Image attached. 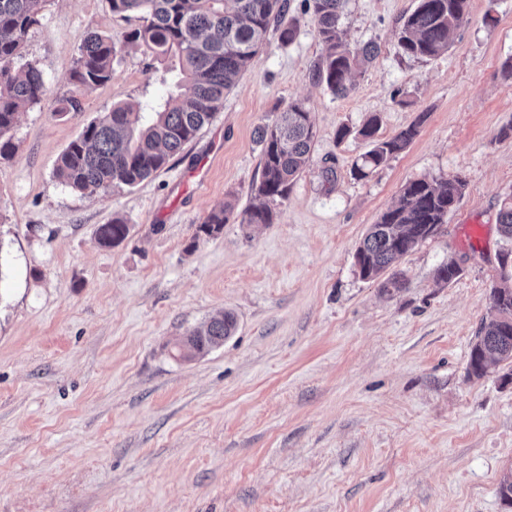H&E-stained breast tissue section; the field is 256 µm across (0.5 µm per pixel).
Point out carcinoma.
<instances>
[{
    "label": "carcinoma",
    "mask_w": 512,
    "mask_h": 512,
    "mask_svg": "<svg viewBox=\"0 0 512 512\" xmlns=\"http://www.w3.org/2000/svg\"><path fill=\"white\" fill-rule=\"evenodd\" d=\"M47 0H0V160L18 149L13 130L21 109L47 96L42 70L23 60L22 48L30 29L38 24ZM112 13L135 14L140 24L125 36L159 62L177 72L167 97L149 107L120 103L102 118L90 122L57 160L56 177L82 194L105 193L115 185L133 187L165 167L169 159L193 140L224 105V95L254 63L271 26L283 42H292L298 20L288 16L290 0H110ZM345 0H303L304 13L314 23L321 54L310 72L312 81L345 97L354 90V74L377 57L379 46L367 43L352 49L341 36ZM468 21V0H417L397 32V49L414 59L439 57L449 48V37ZM122 47L112 37L90 31L83 38L70 74L69 94L57 100L55 112L79 110L85 91L112 80V64ZM416 122L390 138H381V117L370 116L357 135L370 149L355 162L352 173L362 179L406 149L419 133ZM315 133L310 112L300 101L291 102L277 119L261 126V177L253 185L258 206L248 208L243 224H270L272 205L288 197L291 185L312 161ZM465 181L421 177L408 181L396 204L369 225L357 249L360 277L379 282L382 291L404 288L402 277L386 272L400 259L431 238V230L447 223L448 214L463 195ZM234 212L225 205L211 211L199 232L219 234ZM498 224L512 239V195L502 201ZM128 234L122 218L97 229L98 242L121 243ZM237 321L227 312L189 330L179 342L180 356L203 355L232 336ZM500 361L512 362V283L508 277L491 292V313L475 336L469 374L480 379Z\"/></svg>",
    "instance_id": "carcinoma-1"
}]
</instances>
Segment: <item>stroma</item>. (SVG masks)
I'll return each mask as SVG.
<instances>
[{"label": "stroma", "mask_w": 512, "mask_h": 512, "mask_svg": "<svg viewBox=\"0 0 512 512\" xmlns=\"http://www.w3.org/2000/svg\"><path fill=\"white\" fill-rule=\"evenodd\" d=\"M416 0H348L350 46L380 53L332 95L309 71L321 53L302 0L293 42L277 32L224 107L155 176L84 195L56 162L92 120L150 104L172 75L124 46L136 17L109 0H48L23 47L47 97L21 112L0 161V512H512V364L468 373L471 342L512 251L497 223L512 194V0H469L440 57L414 60L396 32ZM122 44L109 83L59 116L83 37ZM303 101L310 167L269 224H245L261 174L255 130ZM389 138L420 132L367 178L351 167L371 114ZM352 134L337 141L336 131ZM460 176L438 233L395 266L388 295L362 279L370 224L420 177ZM221 234L196 231L224 202ZM124 241L99 245L112 218ZM461 267L445 283L438 268ZM233 313L223 346L192 359L176 342Z\"/></svg>", "instance_id": "35a3bbf8"}]
</instances>
